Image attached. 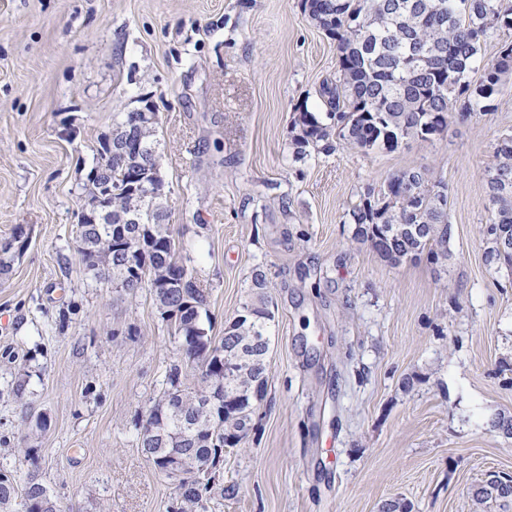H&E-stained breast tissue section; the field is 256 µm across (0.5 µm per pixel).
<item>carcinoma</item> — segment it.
<instances>
[{
	"instance_id": "obj_1",
	"label": "carcinoma",
	"mask_w": 512,
	"mask_h": 512,
	"mask_svg": "<svg viewBox=\"0 0 512 512\" xmlns=\"http://www.w3.org/2000/svg\"><path fill=\"white\" fill-rule=\"evenodd\" d=\"M305 11L314 25L336 42V80H326L319 96L326 112H312L307 105L294 108L292 143L295 154L307 155L313 148L327 155L340 148L370 152H393L397 141L425 140L448 125V113L467 119L473 112H493L503 78L512 73V43L501 47L499 56L484 65L479 84L469 80L483 43L495 31L512 28V7L502 0H305ZM128 148L134 157L142 151L156 152L142 192L146 201L161 211L162 224H132L138 236L125 243V251L114 247L110 234L88 231L79 239L78 254L91 250L99 263L85 269L101 282H112L135 294L150 289L159 315L175 314L171 330L185 356L201 370V386L195 391L181 388L179 368L168 374L169 388L146 412L141 429L168 433L169 445L140 443L143 453L159 470L166 466L165 454L182 448L192 454L195 465L179 484L180 509L198 512L199 501L232 496V485L210 487L206 469L223 464L224 448L234 447L243 436L228 435L224 420L251 418L246 401L251 383L268 381L266 355L270 347L273 301L267 294L266 275L256 270L240 313L224 327V336L210 335L205 323L209 293L201 288L187 267L177 260L167 213L162 203L165 183L157 154L160 146L158 122L144 129L128 130ZM102 144L93 165L104 161L111 169L112 189L127 183V169L117 158H107ZM500 181L512 183V134H506L497 150V163L488 171ZM492 215L487 229L489 254L512 263V250H501L502 233L512 237V188L495 191L487 181ZM354 225L352 239L369 244L392 264L415 260L426 253L438 258L435 247L448 243L446 185L434 180L425 168H408L390 174L380 189H369L346 213ZM238 351L248 371L244 376L226 375L218 354ZM222 381L217 395L227 404L211 408L201 421L198 434L206 439L201 447L181 437L182 419L160 418L162 408L173 399L192 401L204 397L210 384ZM476 497L512 499V487L495 480L477 489ZM0 512H62L56 497L32 479L20 487L0 472Z\"/></svg>"
}]
</instances>
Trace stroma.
I'll list each match as a JSON object with an SVG mask.
<instances>
[{"label":"stroma","instance_id":"35a3bbf8","mask_svg":"<svg viewBox=\"0 0 512 512\" xmlns=\"http://www.w3.org/2000/svg\"><path fill=\"white\" fill-rule=\"evenodd\" d=\"M335 41L303 0H0V471L71 512H168L177 485L140 448L142 420L197 367L148 290L95 280L77 256L83 186L113 116L159 118L163 203L209 293L213 336L254 268L275 303L266 394L224 451L235 496L209 512H512L475 500L512 474V269L487 255V174L512 132V75L493 112L449 117L393 152L295 158L296 105L322 111ZM448 187L446 249L390 264L345 214L396 171ZM25 377L23 397L13 387ZM47 420L22 438L21 423Z\"/></svg>","mask_w":512,"mask_h":512}]
</instances>
